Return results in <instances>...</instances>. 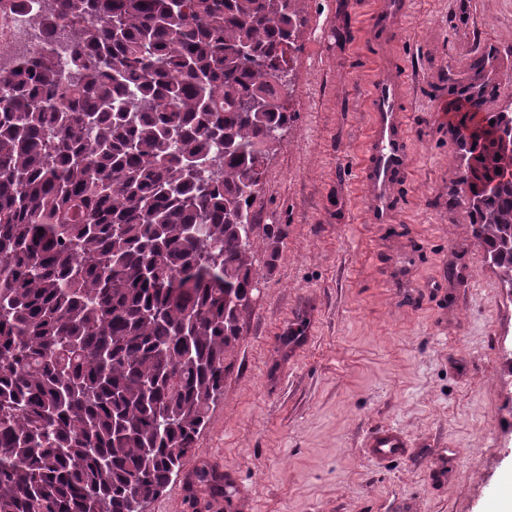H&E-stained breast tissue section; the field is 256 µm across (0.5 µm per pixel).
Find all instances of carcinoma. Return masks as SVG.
<instances>
[{"instance_id": "obj_1", "label": "carcinoma", "mask_w": 512, "mask_h": 512, "mask_svg": "<svg viewBox=\"0 0 512 512\" xmlns=\"http://www.w3.org/2000/svg\"><path fill=\"white\" fill-rule=\"evenodd\" d=\"M301 0H37L0 71V512H129L224 392ZM464 142L512 138L479 96ZM472 235L512 289V152ZM43 232H38V229Z\"/></svg>"}]
</instances>
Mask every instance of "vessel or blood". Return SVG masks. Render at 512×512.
<instances>
[{"mask_svg":"<svg viewBox=\"0 0 512 512\" xmlns=\"http://www.w3.org/2000/svg\"><path fill=\"white\" fill-rule=\"evenodd\" d=\"M400 90V80L386 78L376 85L373 93L374 123L365 169L368 197L373 215L378 219L386 216L393 174L407 164L401 136L402 116L397 105ZM365 446L375 459L389 460L403 456L409 442L401 431L385 428L373 432Z\"/></svg>","mask_w":512,"mask_h":512,"instance_id":"obj_1","label":"vessel or blood"}]
</instances>
